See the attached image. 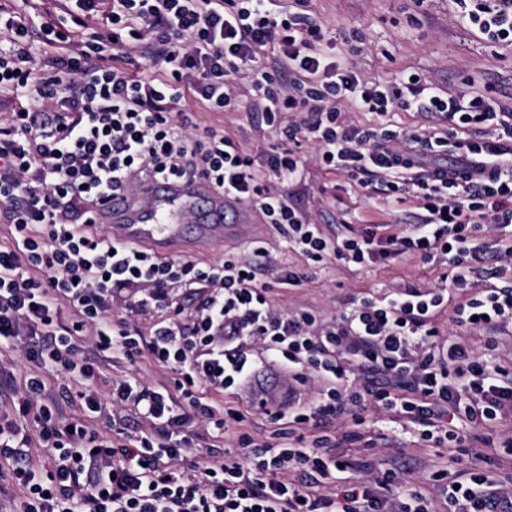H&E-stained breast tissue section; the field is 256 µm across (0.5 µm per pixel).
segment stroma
<instances>
[{
  "instance_id": "1",
  "label": "stroma",
  "mask_w": 512,
  "mask_h": 512,
  "mask_svg": "<svg viewBox=\"0 0 512 512\" xmlns=\"http://www.w3.org/2000/svg\"><path fill=\"white\" fill-rule=\"evenodd\" d=\"M306 8L327 36L335 38L337 58L365 82H392L403 72L414 71L455 96L490 87L512 97V41L492 45L478 32L464 30L455 0H307ZM230 81L239 100L235 111L207 112L191 101L186 109L200 126L221 129L248 152L260 154L278 137L257 126L248 75L236 73ZM302 152L304 160L292 184L295 202L329 237L363 224H384L397 233L414 223L415 200L391 201L373 187L323 171L313 147L304 146ZM440 275V269L412 256L362 270L334 260L311 270L299 287L274 288L272 297L279 305L311 307L329 318L350 300L380 297L408 282L434 287ZM267 377V413H251L256 398L250 388L223 395L222 403L246 411L244 431L269 441L279 427L277 413L287 408L288 387L276 368H268ZM363 418L362 430L372 441L375 459L387 468L396 462L413 465V483L424 485L418 464L436 459L437 449L413 442L410 435L393 433L375 410L365 411Z\"/></svg>"
}]
</instances>
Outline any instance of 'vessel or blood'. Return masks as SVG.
Listing matches in <instances>:
<instances>
[{
    "mask_svg": "<svg viewBox=\"0 0 512 512\" xmlns=\"http://www.w3.org/2000/svg\"><path fill=\"white\" fill-rule=\"evenodd\" d=\"M252 213L251 205L216 190L205 178H150L112 195L95 219L111 225L123 242L162 259L229 234L245 236Z\"/></svg>",
    "mask_w": 512,
    "mask_h": 512,
    "instance_id": "vessel-or-blood-1",
    "label": "vessel or blood"
}]
</instances>
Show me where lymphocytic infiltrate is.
I'll return each mask as SVG.
<instances>
[{
	"mask_svg": "<svg viewBox=\"0 0 512 512\" xmlns=\"http://www.w3.org/2000/svg\"><path fill=\"white\" fill-rule=\"evenodd\" d=\"M273 0H73L53 19L10 11L0 47V93L19 100L0 130V222L13 228L0 246V345L19 347L34 367L17 397L18 420L0 426V467L21 492L15 512H512V369L495 356L512 329V108L479 91L457 98L402 74L363 82L338 60L333 41L304 10L276 12ZM465 28L487 42L512 37V0H457ZM272 50V65L262 64ZM143 59L147 73L130 76ZM248 70L253 107L277 129L260 155L184 110L194 96L208 112H231L232 73ZM379 117L349 126L340 104ZM421 111L437 123L423 134L390 128V112ZM296 121L282 123L284 113ZM311 144L322 169L367 179L422 214L398 233L366 224L331 241L290 201ZM456 160L442 162L444 152ZM194 178L256 207L308 262L355 268L418 256L443 270L434 288L405 285L383 299L364 297L326 319L312 309L274 305V286H299V271L273 270L267 249L202 263L161 260L101 233L84 232L97 207L128 181ZM487 283H471L477 269ZM136 287L142 311L169 309L144 337L108 314L118 290ZM203 294L182 320L169 296ZM73 313L62 322L61 306ZM479 330L485 351L443 325ZM128 361L148 355L173 386L128 373L108 387L84 344ZM288 372L289 390L315 397L288 406V425L271 444L240 429L243 411L204 397L235 394L264 363ZM79 385L78 413L48 401V381ZM374 407L418 441L451 449L471 439L502 443L500 477L457 480L428 463L431 491L399 466L372 455L337 454L358 444L361 410ZM110 412L116 437L93 431L91 415ZM352 428L335 437L331 425ZM231 448H213L214 440ZM51 461L41 478L31 440ZM206 446L197 462L190 449Z\"/></svg>",
	"mask_w": 512,
	"mask_h": 512,
	"instance_id": "f902f5d3",
	"label": "lymphocytic infiltrate"
}]
</instances>
